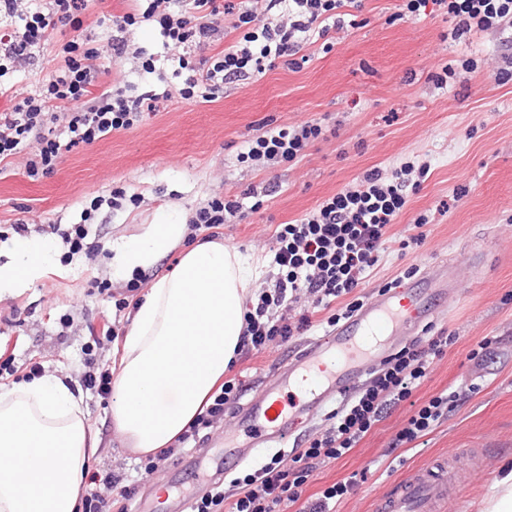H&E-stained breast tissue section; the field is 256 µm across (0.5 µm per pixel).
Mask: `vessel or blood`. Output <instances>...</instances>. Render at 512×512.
Returning a JSON list of instances; mask_svg holds the SVG:
<instances>
[{
	"label": "vessel or blood",
	"mask_w": 512,
	"mask_h": 512,
	"mask_svg": "<svg viewBox=\"0 0 512 512\" xmlns=\"http://www.w3.org/2000/svg\"><path fill=\"white\" fill-rule=\"evenodd\" d=\"M431 312L429 295L416 284L379 295L344 324L295 353L288 381L295 384L303 378L307 385L298 388L294 399H283L280 388H272L250 405L245 419L262 431L264 440L287 442L303 412L350 392L393 336L422 324ZM452 480L449 466L437 465L433 475L400 485L379 504V512H422L425 504L447 498Z\"/></svg>",
	"instance_id": "1"
}]
</instances>
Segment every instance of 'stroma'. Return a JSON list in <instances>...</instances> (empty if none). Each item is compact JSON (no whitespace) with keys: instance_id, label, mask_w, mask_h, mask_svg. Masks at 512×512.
I'll return each mask as SVG.
<instances>
[{"instance_id":"35a3bbf8","label":"stroma","mask_w":512,"mask_h":512,"mask_svg":"<svg viewBox=\"0 0 512 512\" xmlns=\"http://www.w3.org/2000/svg\"><path fill=\"white\" fill-rule=\"evenodd\" d=\"M358 3L355 26L336 31L328 42L331 50H324L327 42L317 35H307L303 52L309 61L300 70L278 66L258 80L226 84L223 97L212 103L173 99L131 130L63 153L55 171L35 181L25 174L27 152L0 164V265L12 261L22 242L38 238L46 245L50 269L31 286L0 296V347L13 353L15 365L38 359L46 371L82 383L90 328L111 324L123 330L129 323L128 310L115 306L128 284L112 277L114 241L142 236L151 224L188 223L214 195L243 197L270 186L273 192L262 207L225 225L222 236L257 266L252 286L260 291L273 287L278 276L273 258L279 224L313 213L368 169L427 163L426 181L410 194L356 294L368 302L407 268H417L418 278L442 293L431 326L455 332L458 342L434 361L414 399L425 401L463 382L479 384L480 390L411 448L390 446L408 416V405L399 406L349 455L314 470L306 492L363 470L366 481L336 510L377 512L397 485L446 461L462 481L426 512H480L495 479L512 472V79L501 75L512 67V27L453 43L446 39L451 23L435 5L413 17L402 15L401 0ZM129 7L128 0H90L80 30L58 26L51 48L36 52L29 63L9 65L0 84L27 96L54 70L63 44L80 35L106 45L112 16ZM465 58L477 61L474 73L450 78L444 87L433 81V74ZM311 120L335 128V135L314 142L292 163L260 167L244 160L255 137ZM116 188L127 196L117 208L107 203ZM97 197L104 203L91 209ZM443 201L450 204L444 213L438 210ZM422 214L430 222L420 228L416 221ZM80 223L101 247L90 260L68 256L67 245L51 230L55 224ZM16 224L26 225V232H13ZM421 232L426 235L421 247L401 251L402 240ZM103 281L109 291L100 289ZM328 329L322 312L304 334L273 342L260 353H240L232 370L243 382L238 397L177 462L195 458L202 448L223 451L228 438L240 442L243 460L223 476L228 494L233 478L275 458L290 462L295 449L323 432L339 400L304 416L281 447L245 437L243 413L287 379L295 348ZM486 338L492 342L487 361H470V350ZM83 395L88 423L102 440L89 467L118 475L131 489L128 512H174L175 500L190 501L210 487V473L193 486L172 487L176 462L151 473L141 470L140 455L123 445L112 426L111 400L88 389ZM467 448L478 450L481 473L472 472L463 454Z\"/></svg>"}]
</instances>
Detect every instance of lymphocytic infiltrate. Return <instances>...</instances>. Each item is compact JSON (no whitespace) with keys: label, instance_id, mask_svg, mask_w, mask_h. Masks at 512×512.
Masks as SVG:
<instances>
[{"label":"lymphocytic infiltrate","instance_id":"lymphocytic-infiltrate-1","mask_svg":"<svg viewBox=\"0 0 512 512\" xmlns=\"http://www.w3.org/2000/svg\"><path fill=\"white\" fill-rule=\"evenodd\" d=\"M430 2L452 21L454 41L512 22V0H404L403 10L416 16ZM132 4L131 11L113 17L115 34L106 46L92 47L84 40L66 42L60 51L61 64L43 79L39 90L0 114V163L26 147L30 150L28 177L50 174L64 151L133 128L144 114L157 112L173 96L210 103L223 94L225 84L261 77L276 64L300 69L303 34L314 32L325 38L345 26L344 0H132ZM87 7V0H50L49 9L34 10L23 28L7 39L1 53L20 60L47 48L57 25L80 24ZM143 21L155 22L165 48L177 54L184 73L178 92L153 88L131 95L109 82L113 58L129 53L146 72H154L153 58L131 50L126 38L129 28ZM220 32L225 35L224 46L211 51L212 38ZM195 49L203 52L196 62L191 59ZM323 136V127L316 122L283 126L253 139L246 157L254 162H291ZM428 172V165L411 162L387 174L372 168L356 186L325 199L295 223L282 225L274 254L281 275L273 290L262 291L256 307L247 311L243 349L260 352L273 341H288L307 330L316 313L328 312L333 325L359 308L353 291L377 263L390 226L408 202L409 189L419 188ZM243 210L241 198L218 195L197 209L191 223L208 229L215 238L224 225L242 217ZM303 295L311 300L309 310L293 322L277 317L278 308ZM341 298L346 306L333 312V303ZM457 341L455 333L442 329L427 341H412L388 355L368 384L330 415L325 431L298 449L293 458L296 470L270 463L260 473L246 475L241 493L231 499L225 497L223 484L215 483L208 493L192 499L191 512H280L281 506L296 503L302 504V512H334L336 504L358 486L357 477L334 483L307 501L304 484L310 472L347 455L402 402H410L411 410L392 441L396 447L425 436L468 394L477 393L474 385L466 391L451 386L423 403L410 401L434 360ZM239 389L236 380L224 381L189 425L185 439H197L201 430L222 419L225 405ZM85 480L92 489L84 498L83 512H127L129 490L120 489L115 498L101 493L102 488L118 487V478L89 471Z\"/></svg>","mask_w":512,"mask_h":512}]
</instances>
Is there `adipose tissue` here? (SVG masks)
Returning <instances> with one entry per match:
<instances>
[{"mask_svg": "<svg viewBox=\"0 0 512 512\" xmlns=\"http://www.w3.org/2000/svg\"><path fill=\"white\" fill-rule=\"evenodd\" d=\"M182 224H152L138 239L112 245L121 278L180 243ZM34 240L0 265V292L48 274ZM251 272L246 258L203 240L133 305L112 392V424L129 448L157 453L180 436L239 352ZM84 400L69 377L47 373L0 390V512H79L84 469L97 454Z\"/></svg>", "mask_w": 512, "mask_h": 512, "instance_id": "obj_1", "label": "adipose tissue"}]
</instances>
